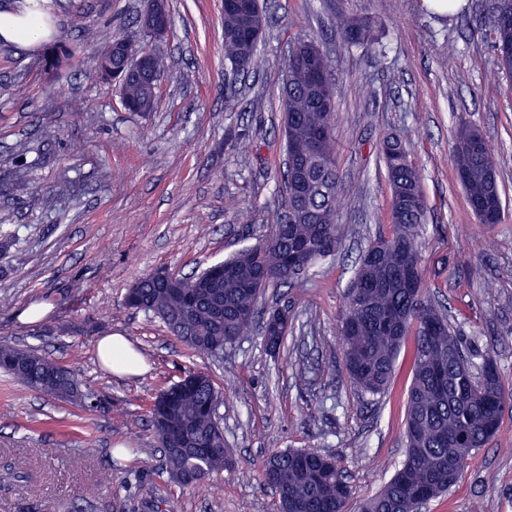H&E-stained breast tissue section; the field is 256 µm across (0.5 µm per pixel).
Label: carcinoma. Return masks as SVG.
<instances>
[{
	"mask_svg": "<svg viewBox=\"0 0 512 512\" xmlns=\"http://www.w3.org/2000/svg\"><path fill=\"white\" fill-rule=\"evenodd\" d=\"M267 25L261 0H236L224 7V61L235 69L259 65L260 39ZM331 27L346 45H371L376 22L337 13ZM498 57L492 75L512 66V9L495 7L483 23ZM285 59L281 87L284 112L283 196L278 218L288 216L287 235L278 225L257 244L224 260L230 273L214 288H203L211 267L168 282L153 274L139 278L125 296L127 307L159 319L174 338L199 358L227 348L255 326L267 351L280 353L286 337L268 317L288 306L262 309L266 289L295 288L288 267L292 256L312 262L336 255L342 245L340 209L342 178L336 162V90L327 53L315 41L296 43ZM124 103L138 112L153 110L152 89L142 78L120 82ZM391 188V234L371 241L361 253L347 288L339 324L340 345L348 375L364 395L382 394L393 377L403 341L414 334L412 382L405 416V460L391 479L359 507V512H417L421 500L448 491L462 478L472 453L496 436L505 409H512V384L499 371L486 374L490 355L478 356L448 321L443 307L424 287L420 224L427 204L421 174L410 160L405 141L383 136L377 145ZM452 165L468 204L481 224H499L504 205L493 150L475 126H458ZM481 362H476V358ZM0 371L25 388L61 400L94 406L96 395L82 389L74 373L33 348L0 340ZM222 393L211 376L188 371L161 390L149 408L148 425L162 452L161 473L169 482L200 487L232 462L225 447L218 412ZM186 437L192 448H170L169 439ZM261 485L278 498L280 512H349L350 485L334 457L312 448L269 453ZM141 505L157 508L162 495L156 483L138 478Z\"/></svg>",
	"mask_w": 512,
	"mask_h": 512,
	"instance_id": "obj_1",
	"label": "carcinoma"
}]
</instances>
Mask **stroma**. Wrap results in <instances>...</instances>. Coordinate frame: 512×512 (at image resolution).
<instances>
[{
    "label": "stroma",
    "mask_w": 512,
    "mask_h": 512,
    "mask_svg": "<svg viewBox=\"0 0 512 512\" xmlns=\"http://www.w3.org/2000/svg\"><path fill=\"white\" fill-rule=\"evenodd\" d=\"M492 5L466 0L437 15L425 0H265L262 64L238 77L243 106L233 111L224 107L223 0H168L171 24L148 42L166 61L151 112L128 111L114 81L86 77L111 38L138 36L142 0H59L48 44L0 47V224L16 232L0 247V337L39 348L99 396L83 410L0 373V468L20 476L0 488V512H132L127 470L154 479L161 466L147 408L189 367L207 370L223 391L233 462L203 489L163 486L173 512H277L261 471L284 448L335 456L352 503L374 495L405 459L410 351L402 349L386 392L364 398L337 331L360 249L390 231L376 151L389 133L406 137L422 173L426 289L512 381V78L493 75L495 50L479 31ZM338 11L380 22L377 44L343 46L330 26ZM312 38L332 60L346 252L315 265L287 296L300 326L279 354L254 332L216 356H192L160 322L125 306V294L154 270L195 273L269 233L283 190L284 60L294 41ZM52 51L70 52L68 65L43 69ZM460 71L467 83L457 82ZM463 122L494 147L502 223H479L456 180L450 147ZM238 129L249 131L252 152L226 142ZM63 176L76 189L59 199L52 189ZM41 307L44 316L26 319ZM112 334L144 356V372L118 377L101 362L97 344ZM114 459L122 470L111 471ZM475 504L512 512L510 410L458 484L424 512Z\"/></svg>",
    "instance_id": "35a3bbf8"
}]
</instances>
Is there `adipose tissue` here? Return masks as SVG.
Listing matches in <instances>:
<instances>
[{"label":"adipose tissue","mask_w":512,"mask_h":512,"mask_svg":"<svg viewBox=\"0 0 512 512\" xmlns=\"http://www.w3.org/2000/svg\"><path fill=\"white\" fill-rule=\"evenodd\" d=\"M41 0H18L12 9L0 12V43L32 49L46 42L55 26L43 12ZM102 362L114 373L136 372L144 359L120 336L103 338L98 346Z\"/></svg>","instance_id":"ef3b65f1"}]
</instances>
